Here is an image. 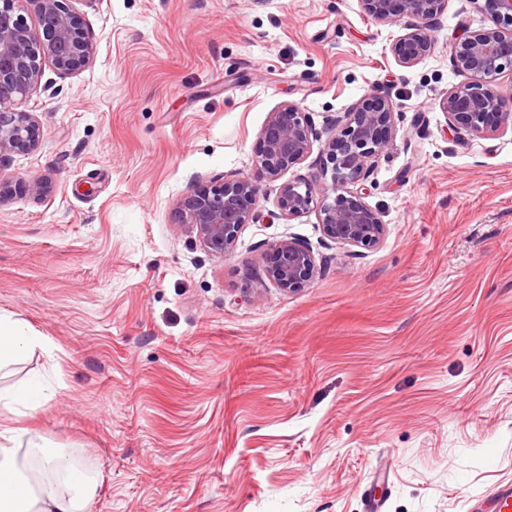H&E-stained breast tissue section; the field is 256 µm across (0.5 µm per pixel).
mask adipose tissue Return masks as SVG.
Returning <instances> with one entry per match:
<instances>
[{"label":"adipose tissue","instance_id":"ef3b65f1","mask_svg":"<svg viewBox=\"0 0 512 512\" xmlns=\"http://www.w3.org/2000/svg\"><path fill=\"white\" fill-rule=\"evenodd\" d=\"M42 337L11 316L0 314V378L21 359L42 347ZM43 397L33 385L0 387V512H87L95 499L97 479L80 471L78 447L46 448L17 416L39 409Z\"/></svg>","mask_w":512,"mask_h":512}]
</instances>
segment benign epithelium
Returning a JSON list of instances; mask_svg holds the SVG:
<instances>
[{
  "mask_svg": "<svg viewBox=\"0 0 512 512\" xmlns=\"http://www.w3.org/2000/svg\"><path fill=\"white\" fill-rule=\"evenodd\" d=\"M18 0H0V154L33 151L40 144L38 122L16 102L41 84L42 64L50 62L61 75L85 67L94 57L92 42L81 31L70 0H27L39 18L31 27L16 7ZM490 17L491 25L464 30L451 45L453 65L468 82L448 90L438 106L448 129L475 137L503 136L512 131V93L499 79L512 76V0H469ZM363 11L383 23H399L404 33L394 45L399 64L411 68L433 49L431 28L446 0H360ZM395 106L383 95L360 99L335 117L327 137L316 130L299 105L286 102L269 114L258 134V173L276 181L302 163L313 144L322 141L325 159L314 182L298 178L279 186V216L291 221L316 213L323 237L349 248H371L386 235L381 213L352 186L368 177L389 148ZM258 186L251 176H237L218 185L192 190L176 204L178 223L196 234L208 251L232 252L245 225L255 218ZM266 277L284 291L308 287L318 272L311 245L288 235L267 248Z\"/></svg>",
  "mask_w": 512,
  "mask_h": 512,
  "instance_id": "benign-epithelium-1",
  "label": "benign epithelium"
}]
</instances>
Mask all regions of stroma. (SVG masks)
Wrapping results in <instances>:
<instances>
[{
  "instance_id": "obj_1",
  "label": "stroma",
  "mask_w": 512,
  "mask_h": 512,
  "mask_svg": "<svg viewBox=\"0 0 512 512\" xmlns=\"http://www.w3.org/2000/svg\"><path fill=\"white\" fill-rule=\"evenodd\" d=\"M95 46L54 94L21 102L43 136L0 179H46L0 202V313L45 345L5 384L48 396L26 424L82 448L90 512H467L512 482V134L450 132L465 83L449 45L487 27L448 0L431 54L401 67L397 24L359 0H71ZM395 133L364 181L387 234L322 244L315 214L259 220L229 255L174 207L197 181L256 176L258 134L287 101L317 130L361 97ZM312 245L303 291L265 276L267 245Z\"/></svg>"
}]
</instances>
